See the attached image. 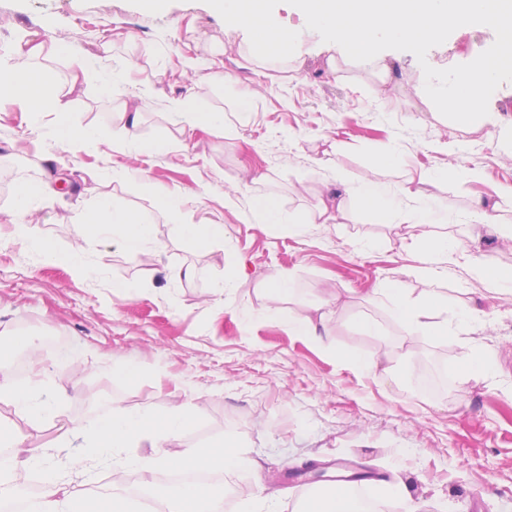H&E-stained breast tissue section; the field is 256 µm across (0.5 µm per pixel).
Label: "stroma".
Wrapping results in <instances>:
<instances>
[{"mask_svg": "<svg viewBox=\"0 0 512 512\" xmlns=\"http://www.w3.org/2000/svg\"><path fill=\"white\" fill-rule=\"evenodd\" d=\"M142 0H0V64L16 42L54 39L69 55L50 60L65 77L71 57L101 54L89 83L74 92L70 120L77 128H99L95 146L78 153L55 144L48 128L56 116L24 115L0 97V225L22 183L49 181L58 191L53 205L34 206L25 221L36 236L71 250L74 226L103 196L153 217L154 238L163 251L140 258L98 240L85 242L96 267L89 280L67 266L36 263L27 245L0 240V332L31 328L40 334L45 368L39 390L59 407L57 415L33 421L0 400V425L23 444L51 445L71 423L89 424L112 406L163 412L192 403L201 413L181 438L198 448L225 436L237 438L247 458L238 470L216 474L226 489L224 512H243L256 481L274 492L275 512H297L305 488L289 485L283 468L304 471L308 463L351 462L376 476L370 495L377 512H394L390 490L406 486L415 512H512V292L491 296L471 273L478 260L512 268V238L488 227L473 231L467 214L476 200L495 205L499 222L512 225V155L497 146L505 128H469L429 111L414 87L422 73L416 57L386 50L380 59L391 73L381 83L371 67L331 69L333 44L308 30L296 7L278 5L282 23L298 31L303 55L297 70L260 75L239 53L242 32L227 28L204 0H168L149 13ZM194 42L200 56L215 57L231 76L214 86L206 70L182 71L170 51L174 37ZM493 43L490 30L453 34L427 54L437 69L471 62ZM117 82L127 93L149 82L139 135H173L177 127L168 100L194 93L204 112L220 111L231 135L196 131L185 149L145 156L113 151L106 133L112 102L102 83ZM256 89L254 112L233 110L232 97ZM402 164L379 165L387 150ZM464 165L479 180L451 178L419 184L420 172ZM127 166L136 176L114 180ZM350 182L376 178L394 189L411 186L448 206L446 224H382L348 210L332 224H313L304 238L265 231L244 213L253 194L276 193L286 213L314 207L336 173ZM180 209L161 213L162 197ZM220 224L223 244L197 250L182 239L178 224ZM450 236L461 251L437 289L449 311L483 310L476 336L495 351L500 368L489 379L465 378L462 351L451 338L421 337L406 365L413 386L387 381L383 371L355 373L314 342L289 335L278 321L256 317L264 304L259 287L277 269L294 276V305L325 299L323 312L339 351L377 352L388 343L358 333L357 324H387L386 308L369 304L374 288L401 281L407 295L422 300L426 285L410 277L427 238ZM376 241L362 252L358 244ZM244 258L246 278L234 279ZM197 266L201 275L170 279L169 269ZM233 278V293L220 301L213 283ZM134 283L123 298L112 283ZM138 362L143 373L131 383L113 382V362ZM72 484H89L99 496L138 485L136 473L92 467L90 475L65 473Z\"/></svg>", "mask_w": 512, "mask_h": 512, "instance_id": "1", "label": "stroma"}]
</instances>
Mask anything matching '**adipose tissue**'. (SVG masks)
Instances as JSON below:
<instances>
[{
	"mask_svg": "<svg viewBox=\"0 0 512 512\" xmlns=\"http://www.w3.org/2000/svg\"><path fill=\"white\" fill-rule=\"evenodd\" d=\"M64 46L54 40L19 42L15 50V64L0 71V84L8 86L13 102L26 111L41 109V91L50 86L54 89L51 108L57 119L49 135L56 144L73 149L95 137L94 131L77 130L69 121L72 107L71 96L86 73L96 65L95 58H73L65 79H58L48 69L37 68L40 60H51L66 55ZM143 103L136 100L121 101L112 113L108 132L113 147L120 152L135 150L144 155L162 154L182 146L176 137L143 139L138 129L143 120ZM50 183L34 182L26 186L13 200L9 215L13 221L12 235L26 241L31 251L43 263H64L73 274L89 279L94 267L84 257L82 241L89 238L107 240L137 258L144 255L154 243L150 220L130 209L104 202L93 212L90 223L75 227L77 247L71 251L59 250L47 237L32 236L28 225L22 224V216L29 213L32 201L46 202L54 198ZM356 204L358 211L376 215L386 224H444L448 221V207L440 201L427 199L410 189L394 190L389 185L366 178L347 188L345 195L324 193L319 197L315 210L304 221L292 222L285 218L280 200L264 193L252 196L249 204L251 219L269 228H284L294 237L304 236L308 225L326 224L335 214L347 211L349 204ZM455 240L448 237L432 238L424 250L420 264L410 274L430 282L444 274V266L451 262L456 251ZM261 293L268 301L260 314L266 319L287 316L286 326L291 335L312 340L328 353L337 354L341 363L359 373H372L379 362L376 353H340L330 338V331L320 313V304L301 306L300 309L282 314L279 304L289 299L293 292V276L287 271L269 274L262 282ZM390 301L389 318L404 330L406 342L418 337L456 338L465 356L468 374L485 376L496 363V355L485 348L473 336L479 312L469 309L460 311L453 320L426 322L421 318L422 305L444 314L448 310L446 296L428 291L424 304L407 301L400 281L394 280L375 289L370 301L377 304ZM0 399L11 402L29 419L39 420L50 412L47 401L34 387L9 380H0ZM199 409L184 405L170 412L131 411L121 406L112 407L99 416L93 426L73 425L63 431L56 441L57 447L69 449L65 463H57L48 448L42 445L20 447L0 435V446L9 447L8 457L0 459V502L11 498L26 480L29 471L43 474L42 492L33 512H133V498L115 495L107 501L90 502L85 492L73 490L61 480V470L84 471L89 456H96L101 464L133 469L144 477L143 489L161 505L160 512H224L223 485L194 481L170 489L148 481L147 476L157 469H176L184 472H207L214 469L232 471L243 463V457L234 438L216 439L204 447H181L180 438L194 423ZM150 444L152 452L147 456L135 455V448Z\"/></svg>",
	"mask_w": 512,
	"mask_h": 512,
	"instance_id": "obj_1",
	"label": "adipose tissue"
}]
</instances>
